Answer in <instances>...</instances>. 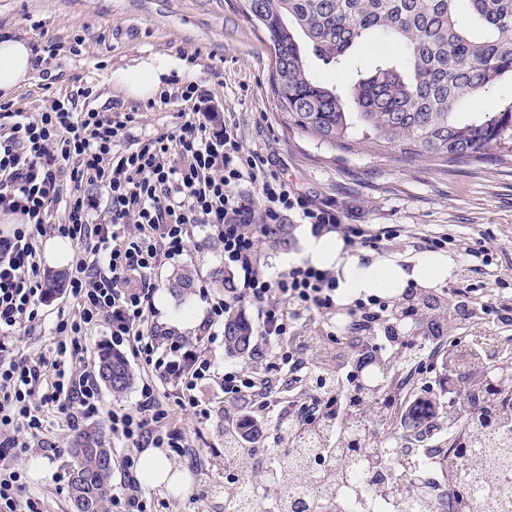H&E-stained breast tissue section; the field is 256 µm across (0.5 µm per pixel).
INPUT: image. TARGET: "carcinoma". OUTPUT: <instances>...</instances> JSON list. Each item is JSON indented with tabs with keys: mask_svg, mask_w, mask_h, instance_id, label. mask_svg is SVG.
<instances>
[{
	"mask_svg": "<svg viewBox=\"0 0 512 512\" xmlns=\"http://www.w3.org/2000/svg\"><path fill=\"white\" fill-rule=\"evenodd\" d=\"M247 21L260 30L273 52L271 87L277 109L287 126L314 136L320 143L354 154L365 142L381 147V158L410 162L427 158L440 165L479 162L494 155L512 157V100L490 112L461 117L454 106L488 98L501 78L512 74V0H244ZM381 31L398 47L394 61L380 60L359 76L347 94L329 88L311 73L300 39L314 54L341 66L349 51L373 32ZM262 237L275 248L291 242L290 225L266 224ZM176 297L191 294L189 271L174 274ZM254 331L240 313L224 322V349L246 358ZM322 361L313 385L336 384L331 370L336 354L312 340ZM480 357L466 347L452 353L451 371H476ZM98 375L116 394L127 390L133 373L124 355L111 348L99 354ZM344 423L325 416L301 437L279 438L268 452L280 463L277 512H317L312 501L296 499L294 486L301 463L309 455L323 456L319 501L342 512L340 497L366 483L380 481L384 459L360 449L355 434L366 425L362 405H380L379 419L389 420L393 407L385 402L386 385L353 387ZM465 446L453 453L433 450L437 471L448 476L455 461L468 466V479L479 495L496 498L500 489L484 482L486 470L512 467V436L500 428V415L474 414L462 424ZM69 471V495L75 512H104L112 488V448L102 430L84 429L74 440ZM376 494L403 502L405 512H436L429 487L413 480L408 485L376 488Z\"/></svg>",
	"mask_w": 512,
	"mask_h": 512,
	"instance_id": "obj_1",
	"label": "carcinoma"
}]
</instances>
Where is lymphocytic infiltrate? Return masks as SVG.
<instances>
[{"label":"lymphocytic infiltrate","mask_w":512,"mask_h":512,"mask_svg":"<svg viewBox=\"0 0 512 512\" xmlns=\"http://www.w3.org/2000/svg\"><path fill=\"white\" fill-rule=\"evenodd\" d=\"M59 51V43L49 40L36 54L49 93L44 111L32 115L0 102V215L12 219L0 229V512H45L43 499L9 460L34 448L57 450L47 414L62 415L74 431L99 415L101 391L86 340L102 327L113 346L128 348L150 372L136 406L109 418V436L125 450L120 488L110 497L114 512H147L137 449L187 453L183 416L200 423L211 416L196 395L202 381L221 378L225 426L254 425L270 413L279 432L341 416L357 360L411 349L419 354L416 374L427 378L448 338L425 328L422 315L402 316L400 304L378 296L358 298L347 309L344 334H336L335 271L295 262L272 276L260 250L266 224L337 232L346 247L373 253L399 239L400 226L343 223L334 204L303 194L271 169L261 151L245 147L234 120L219 126L208 112L181 113L166 132L118 149L134 114L117 106L108 113L79 112L73 99L52 95L49 65ZM245 183L256 195L241 193ZM86 184L106 189L105 206L82 194ZM55 209L62 219L48 223ZM47 234L75 247L64 290L69 304L57 310L51 348L32 356L17 343L22 329L41 322L51 294L39 247ZM200 235L220 246L233 286L220 296L200 287L206 315L188 338L158 323L153 277L188 253ZM441 296L457 318L481 313L512 323V295L499 289L475 295L453 287ZM244 304L256 310L253 366L218 368L211 354L217 331ZM308 323L336 352L334 389L310 385L319 361L299 334ZM163 384L171 386L174 404L163 401Z\"/></svg>","instance_id":"obj_1"}]
</instances>
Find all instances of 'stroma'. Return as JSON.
I'll return each mask as SVG.
<instances>
[{"label":"stroma","mask_w":512,"mask_h":512,"mask_svg":"<svg viewBox=\"0 0 512 512\" xmlns=\"http://www.w3.org/2000/svg\"><path fill=\"white\" fill-rule=\"evenodd\" d=\"M243 5V0H0V34L19 35L34 45L49 38L60 43L62 50L51 63L59 76L55 90L73 95L87 84L95 88L94 98L79 100L80 109L102 110L118 101L136 112L121 147H129L131 139L163 133L177 114L191 112L192 103L181 99L171 81L175 75L191 78L212 112L235 116L245 146L261 149L274 170L311 198L335 203L343 223L406 229L384 258H415L409 238L413 232H447L465 244L481 238L492 248L490 264L475 263L467 272L462 262H454L447 286L465 279L472 287L487 288L498 273L512 291V157L502 163L493 158L465 165L408 163L379 158L372 143L359 145L357 154L347 157L307 133L286 128L272 101L268 42L246 21ZM78 38L82 51L71 53ZM150 60L169 64L171 76L160 93L134 96L116 74ZM223 265L218 246L209 243L191 249L178 265L161 268L156 276L161 323L190 335L206 313L199 293L179 299L171 292L168 279L174 267L191 268L196 281L207 282ZM447 376L446 369L436 367L425 386L410 379L397 360L387 372V383L409 378V397L432 400L444 427ZM196 394L209 403L211 417L202 424L184 421L193 449L171 459L189 475L191 488L182 497L152 488L153 512H224L223 499L209 495L211 486L224 482V394L212 381L203 382ZM47 427L61 451L49 455L45 474L28 482L47 512H72L68 449L75 434L53 414ZM370 432L375 441L403 448L437 445L436 439H422L419 429L400 416L390 425L371 421Z\"/></svg>","instance_id":"1"}]
</instances>
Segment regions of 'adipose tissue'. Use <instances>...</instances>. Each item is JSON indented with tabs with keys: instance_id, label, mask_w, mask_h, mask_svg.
Returning <instances> with one entry per match:
<instances>
[{
	"instance_id": "obj_1",
	"label": "adipose tissue",
	"mask_w": 512,
	"mask_h": 512,
	"mask_svg": "<svg viewBox=\"0 0 512 512\" xmlns=\"http://www.w3.org/2000/svg\"><path fill=\"white\" fill-rule=\"evenodd\" d=\"M33 70L34 54L28 41L8 35L0 37V95L10 96L29 82ZM302 256L314 266L335 268L337 296L344 301L371 292L396 296L412 281L439 283L447 279L451 268L443 255L417 257L408 267L391 259L363 265L345 251L341 240L330 235H305ZM139 477L144 484L165 487L175 495L186 494L190 487L186 473L152 449L143 456Z\"/></svg>"
}]
</instances>
